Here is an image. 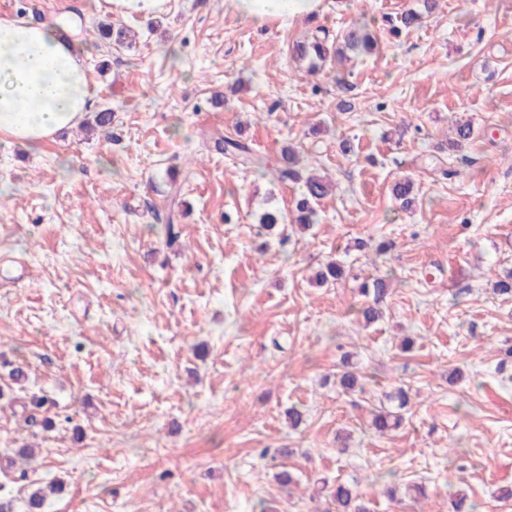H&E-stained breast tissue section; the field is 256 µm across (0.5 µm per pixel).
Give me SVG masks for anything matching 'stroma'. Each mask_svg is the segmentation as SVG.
Returning <instances> with one entry per match:
<instances>
[{
	"mask_svg": "<svg viewBox=\"0 0 512 512\" xmlns=\"http://www.w3.org/2000/svg\"><path fill=\"white\" fill-rule=\"evenodd\" d=\"M224 2L169 0L146 22L107 0H0V17L80 16L93 104L113 112L108 139H0V254L30 266L0 269V385L22 368L55 420L0 404L15 512L56 479L47 512H331L323 484L353 480L370 512H453L460 489L512 512V296L493 290L512 274V0H439L396 35L386 17L419 0H323L261 29ZM360 20L372 53L317 75L291 61L299 37ZM459 119L475 137L453 150ZM221 137L274 166L296 147L334 183L319 223L267 234V203L289 212L298 187L216 152ZM405 176L407 211L391 196ZM171 210L172 247L156 220ZM332 260L344 277L317 284ZM377 277L368 327L359 287ZM346 358L363 390L339 387ZM399 388L403 422L377 434ZM370 288H372V292L370 291ZM386 288L387 284L385 279L383 278L375 279L371 285L367 283L362 285V295L369 297L372 293L374 300V304L367 303L359 309V313L362 319L365 321V323L371 324L379 319L380 309L375 305L385 294Z\"/></svg>",
	"mask_w": 512,
	"mask_h": 512,
	"instance_id": "stroma-1",
	"label": "stroma"
}]
</instances>
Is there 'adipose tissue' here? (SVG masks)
Instances as JSON below:
<instances>
[{
  "label": "adipose tissue",
  "instance_id": "1",
  "mask_svg": "<svg viewBox=\"0 0 512 512\" xmlns=\"http://www.w3.org/2000/svg\"><path fill=\"white\" fill-rule=\"evenodd\" d=\"M240 18L261 28L313 18L323 0H226ZM81 22L54 25L0 18V136L39 144L78 126L92 106L88 67L78 48Z\"/></svg>",
  "mask_w": 512,
  "mask_h": 512
}]
</instances>
